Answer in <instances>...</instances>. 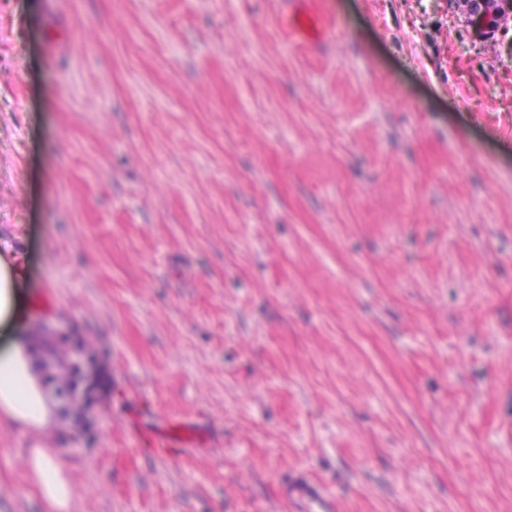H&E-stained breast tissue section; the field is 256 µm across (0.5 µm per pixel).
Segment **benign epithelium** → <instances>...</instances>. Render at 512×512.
<instances>
[{
	"label": "benign epithelium",
	"mask_w": 512,
	"mask_h": 512,
	"mask_svg": "<svg viewBox=\"0 0 512 512\" xmlns=\"http://www.w3.org/2000/svg\"><path fill=\"white\" fill-rule=\"evenodd\" d=\"M466 7L468 20L483 30L493 32L512 21V0H460ZM54 335L70 345L69 364L73 368L74 380L67 386L53 387L60 415L72 421L75 428L90 424L94 409L101 403L104 390L96 382V370L101 361L99 353L85 349L77 336L69 329H58ZM84 402L88 411L84 415H73L72 403Z\"/></svg>",
	"instance_id": "obj_1"
}]
</instances>
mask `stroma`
I'll return each instance as SVG.
<instances>
[{
    "label": "stroma",
    "instance_id": "1",
    "mask_svg": "<svg viewBox=\"0 0 512 512\" xmlns=\"http://www.w3.org/2000/svg\"><path fill=\"white\" fill-rule=\"evenodd\" d=\"M286 8L0 0V231L112 380L53 431L73 512H512V25L315 0L314 51ZM27 446L0 512H47ZM203 442L199 432L184 421H171L152 432L151 435L140 436L138 446L144 447L161 457H168L177 450L185 451ZM284 498L295 512H335L336 502L322 487L304 477H297L282 486Z\"/></svg>",
    "mask_w": 512,
    "mask_h": 512
}]
</instances>
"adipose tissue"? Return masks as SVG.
I'll use <instances>...</instances> for the list:
<instances>
[{
    "label": "adipose tissue",
    "instance_id": "ef3b65f1",
    "mask_svg": "<svg viewBox=\"0 0 512 512\" xmlns=\"http://www.w3.org/2000/svg\"><path fill=\"white\" fill-rule=\"evenodd\" d=\"M30 282L12 245L0 248V326L10 334L0 350V421L30 439L23 465L49 507V512H71L74 488L61 455L52 446L58 407L49 396L30 359V342L16 320L25 305Z\"/></svg>",
    "mask_w": 512,
    "mask_h": 512
}]
</instances>
